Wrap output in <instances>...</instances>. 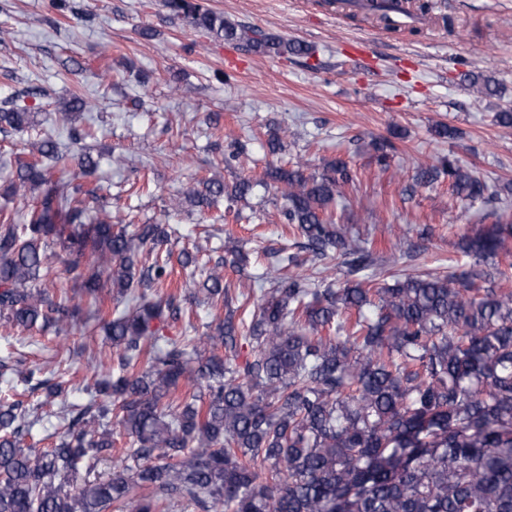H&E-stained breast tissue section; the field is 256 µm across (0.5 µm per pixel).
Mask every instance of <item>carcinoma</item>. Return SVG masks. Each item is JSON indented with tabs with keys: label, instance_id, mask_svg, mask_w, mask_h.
<instances>
[{
	"label": "carcinoma",
	"instance_id": "carcinoma-1",
	"mask_svg": "<svg viewBox=\"0 0 512 512\" xmlns=\"http://www.w3.org/2000/svg\"><path fill=\"white\" fill-rule=\"evenodd\" d=\"M171 15L211 38L256 54L308 56L312 49L244 28L196 0H165ZM97 103L74 93L64 114ZM31 112L0 102V131L31 127ZM309 165L270 167L286 223L312 260L341 257L349 279L286 275L306 260L268 254L253 309L232 307L224 265L191 274L168 292L176 233L169 224L129 232L100 214L107 195L90 155L32 144L11 180L31 200L26 222L0 211V316L24 330L67 335L74 308L46 285L55 259L97 307L133 302L101 317L116 349L108 376L86 388L88 405L68 412L49 448L27 443L42 415L0 399V512H512V289L473 267L449 274L376 268L369 249L328 209L354 181L341 158L320 175ZM82 179L72 184L70 176ZM448 178L457 199L486 198V182L448 157L418 165L416 184ZM254 183L196 182L183 201L238 202ZM512 216L461 237L474 264L507 250ZM203 298H198V294ZM224 311L215 331L172 339L184 295ZM242 317H237L238 311ZM40 367L19 381L46 398L66 393ZM206 383L207 397H179L181 382ZM127 439L112 475L77 483L81 469Z\"/></svg>",
	"mask_w": 512,
	"mask_h": 512
}]
</instances>
